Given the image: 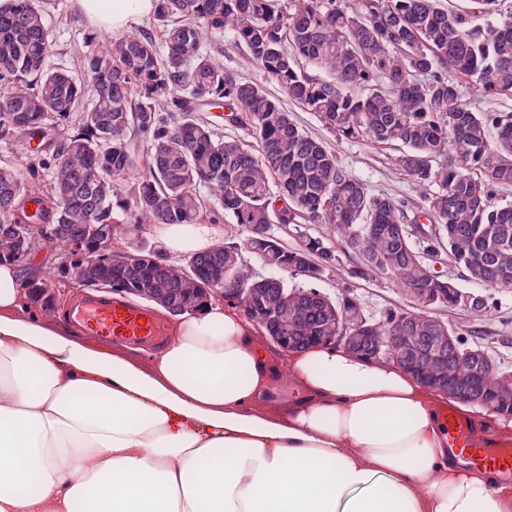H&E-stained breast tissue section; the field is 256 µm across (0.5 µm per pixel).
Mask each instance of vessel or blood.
<instances>
[{
    "instance_id": "vessel-or-blood-1",
    "label": "vessel or blood",
    "mask_w": 512,
    "mask_h": 512,
    "mask_svg": "<svg viewBox=\"0 0 512 512\" xmlns=\"http://www.w3.org/2000/svg\"><path fill=\"white\" fill-rule=\"evenodd\" d=\"M78 316L91 330L119 341L151 346L163 341L150 309L133 306L118 297L85 296L79 304Z\"/></svg>"
}]
</instances>
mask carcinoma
Segmentation results:
<instances>
[{"mask_svg": "<svg viewBox=\"0 0 512 512\" xmlns=\"http://www.w3.org/2000/svg\"><path fill=\"white\" fill-rule=\"evenodd\" d=\"M52 2L0 7V142H37L26 174L0 164V260L18 259L28 245L25 224L45 225L66 259L27 284L33 297L82 265L87 288L105 283L173 307L222 285L224 301L248 294L253 314L274 313L291 350H350L360 341L361 355L373 359L379 338L406 336L415 355L396 343L378 360L446 380L462 401L512 418V397L499 396L512 372L470 330L433 319L444 307L482 316L490 291L512 288V204L494 201L496 188L512 186V113L464 99L467 90L512 97V0H474L493 17L483 26L438 0H155V33L108 37L83 56L87 85L48 64ZM226 35L331 135L403 145L394 164L425 190L422 204L372 192L262 87L225 71L205 41ZM303 63L328 77L309 75ZM206 108L229 110L225 120L249 128L255 144L224 134L202 116ZM141 153L147 166L134 179ZM226 217L241 242H217L182 263L153 246L117 257L97 239L89 255L73 251L87 224L112 238L126 224ZM307 223L330 226L334 239L301 232L289 248L274 232ZM245 248L301 283L258 275ZM341 251L355 258L351 276L391 275L408 305L375 317L352 293L322 291L317 282L334 272ZM438 254L488 292L434 275L429 257ZM435 347L446 364L429 361ZM474 387L477 395L464 396Z\"/></svg>", "mask_w": 512, "mask_h": 512, "instance_id": "carcinoma-1", "label": "carcinoma"}]
</instances>
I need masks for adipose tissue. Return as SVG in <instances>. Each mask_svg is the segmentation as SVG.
I'll use <instances>...</instances> for the list:
<instances>
[{
  "label": "adipose tissue",
  "mask_w": 512,
  "mask_h": 512,
  "mask_svg": "<svg viewBox=\"0 0 512 512\" xmlns=\"http://www.w3.org/2000/svg\"><path fill=\"white\" fill-rule=\"evenodd\" d=\"M95 31L154 0H73ZM214 224L160 226L167 252L211 247ZM162 352L94 347L31 310L0 263V512H512V475L462 459L511 448L512 424L403 369L318 345L272 357L261 329L208 301Z\"/></svg>",
  "instance_id": "ef3b65f1"
}]
</instances>
